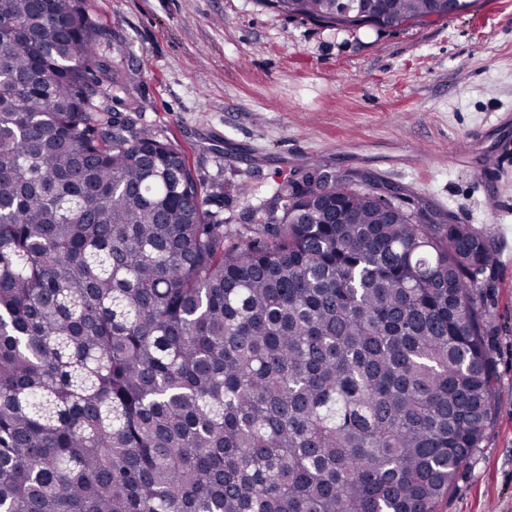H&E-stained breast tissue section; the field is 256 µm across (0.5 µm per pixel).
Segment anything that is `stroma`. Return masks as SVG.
I'll return each mask as SVG.
<instances>
[{"instance_id": "obj_1", "label": "stroma", "mask_w": 512, "mask_h": 512, "mask_svg": "<svg viewBox=\"0 0 512 512\" xmlns=\"http://www.w3.org/2000/svg\"><path fill=\"white\" fill-rule=\"evenodd\" d=\"M107 32L97 51L132 73L145 123L178 144L215 194L225 229L264 208L285 175L317 162L398 187L422 207L488 235L481 277L498 407L438 512H512V171L489 190L456 145L512 139V0L400 29L343 31L259 0H86ZM246 194H238V186Z\"/></svg>"}]
</instances>
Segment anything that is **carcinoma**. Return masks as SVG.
<instances>
[{"label":"carcinoma","instance_id":"obj_1","mask_svg":"<svg viewBox=\"0 0 512 512\" xmlns=\"http://www.w3.org/2000/svg\"><path fill=\"white\" fill-rule=\"evenodd\" d=\"M83 2L0 0V512H436L495 410L487 236L311 162L227 243Z\"/></svg>","mask_w":512,"mask_h":512}]
</instances>
